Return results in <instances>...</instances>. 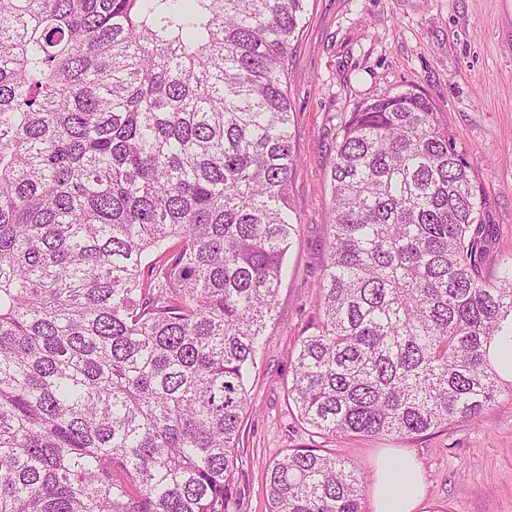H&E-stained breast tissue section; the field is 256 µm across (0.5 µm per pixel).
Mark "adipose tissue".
<instances>
[{"label": "adipose tissue", "mask_w": 512, "mask_h": 512, "mask_svg": "<svg viewBox=\"0 0 512 512\" xmlns=\"http://www.w3.org/2000/svg\"><path fill=\"white\" fill-rule=\"evenodd\" d=\"M371 493L374 512H423L425 492L420 463L405 453L380 454Z\"/></svg>", "instance_id": "ef3b65f1"}]
</instances>
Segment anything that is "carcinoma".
<instances>
[{"instance_id": "cac0c4a2", "label": "carcinoma", "mask_w": 512, "mask_h": 512, "mask_svg": "<svg viewBox=\"0 0 512 512\" xmlns=\"http://www.w3.org/2000/svg\"><path fill=\"white\" fill-rule=\"evenodd\" d=\"M306 0H0V512H241L246 387L294 233L286 75ZM288 404L325 437L487 413L512 262L413 89L351 113ZM269 512H362L329 448Z\"/></svg>"}]
</instances>
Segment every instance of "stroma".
Here are the masks:
<instances>
[{"label": "stroma", "instance_id": "1", "mask_svg": "<svg viewBox=\"0 0 512 512\" xmlns=\"http://www.w3.org/2000/svg\"><path fill=\"white\" fill-rule=\"evenodd\" d=\"M409 88L430 98L477 167L483 216L496 229L486 275L512 260V0H306V25L288 66L297 223L275 318L248 384L242 512H269L265 463L312 442L286 389L298 339L318 315L337 137L351 112ZM332 446L368 479L380 451L413 454L428 512H512L510 393L479 419L411 438L353 436Z\"/></svg>", "mask_w": 512, "mask_h": 512}]
</instances>
